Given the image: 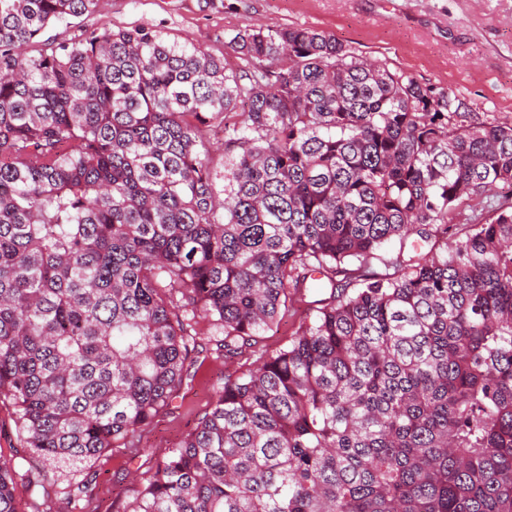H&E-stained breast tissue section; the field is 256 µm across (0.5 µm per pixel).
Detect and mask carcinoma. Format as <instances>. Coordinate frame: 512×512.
Here are the masks:
<instances>
[{
  "mask_svg": "<svg viewBox=\"0 0 512 512\" xmlns=\"http://www.w3.org/2000/svg\"><path fill=\"white\" fill-rule=\"evenodd\" d=\"M97 7L0 0V401L25 447L128 445L197 320L232 357L328 290L130 512H512V119L310 28L238 29L239 69L146 26L23 52ZM471 204L491 217L418 251ZM17 477L0 458V512ZM212 165L217 171L224 170V134L220 128L212 127L206 135Z\"/></svg>",
  "mask_w": 512,
  "mask_h": 512,
  "instance_id": "cac0c4a2",
  "label": "carcinoma"
}]
</instances>
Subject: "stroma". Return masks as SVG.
<instances>
[{
  "instance_id": "35a3bbf8",
  "label": "stroma",
  "mask_w": 512,
  "mask_h": 512,
  "mask_svg": "<svg viewBox=\"0 0 512 512\" xmlns=\"http://www.w3.org/2000/svg\"><path fill=\"white\" fill-rule=\"evenodd\" d=\"M302 27L333 35L357 55L388 64L423 85L452 90L475 117L512 116V0H99L96 13L57 24L26 49L74 38L82 30L149 26L169 38L203 43L230 66L239 61L228 41L240 27ZM316 293L295 301L288 315L227 358L211 339L212 326L196 329L208 345L200 352L168 408L144 426L139 449L112 448L84 471H57L44 505L48 512H130L143 485L172 448L211 409L227 376L256 367L315 316ZM0 456L19 470L39 467L18 435L12 407L0 402ZM92 474V491L74 495Z\"/></svg>"
}]
</instances>
